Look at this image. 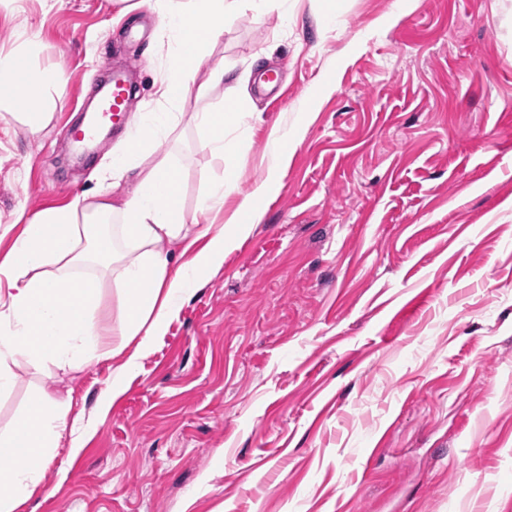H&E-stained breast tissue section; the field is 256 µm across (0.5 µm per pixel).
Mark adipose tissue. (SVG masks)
<instances>
[{"label": "adipose tissue", "mask_w": 512, "mask_h": 512, "mask_svg": "<svg viewBox=\"0 0 512 512\" xmlns=\"http://www.w3.org/2000/svg\"><path fill=\"white\" fill-rule=\"evenodd\" d=\"M240 2L158 0L169 57L159 96L171 112L134 114L125 146L101 175L105 187L58 208L18 212L23 229L0 260V394L11 389V366L18 359L35 364L98 359L105 354V336L115 330L137 342L121 368L122 374L132 373L138 358L164 335L200 276L219 270L225 253L261 223L262 202L277 189L279 168L270 170L225 223L202 224L188 218L181 206L180 180L170 156L154 149L155 142L172 138L182 121L190 120L199 133V148L224 167L200 208L222 207L225 184L238 177L224 148V133L239 115L243 93L239 86H226L224 108L217 112L188 113L184 107L223 84V65L212 67L208 61L224 39L226 16L237 12ZM38 47L36 36L22 35L11 50L0 51V111L24 110V121L34 132L50 115L32 111V104L50 102L66 84L61 69L32 68ZM98 219L116 221L115 232L93 234ZM104 274L119 302L114 328L100 325L95 316ZM83 438L52 400H33L25 415L0 431V445L23 446L22 455L0 472V512H15L19 500L39 484L42 468L61 440H68L76 454Z\"/></svg>", "instance_id": "obj_1"}]
</instances>
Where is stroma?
Returning a JSON list of instances; mask_svg holds the SVG:
<instances>
[{
    "mask_svg": "<svg viewBox=\"0 0 512 512\" xmlns=\"http://www.w3.org/2000/svg\"><path fill=\"white\" fill-rule=\"evenodd\" d=\"M335 2L328 25L323 0L225 20L207 106L248 78L225 213L274 165V129L302 139L133 375L116 334L108 358L14 366L0 429L39 395L90 428L16 512H512V0ZM138 3L0 0V49L35 33L34 66L68 75L40 133L0 118V257L18 209L64 205L109 164L64 137L108 67H134V110L157 108L168 60L159 23L126 39L155 7ZM178 134L160 148L193 216L222 166Z\"/></svg>",
    "mask_w": 512,
    "mask_h": 512,
    "instance_id": "obj_1",
    "label": "stroma"
}]
</instances>
